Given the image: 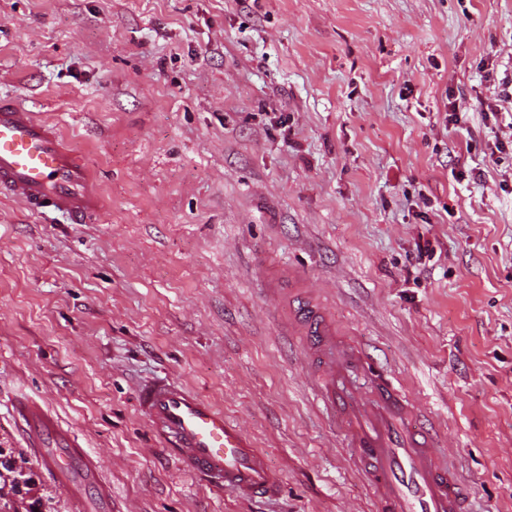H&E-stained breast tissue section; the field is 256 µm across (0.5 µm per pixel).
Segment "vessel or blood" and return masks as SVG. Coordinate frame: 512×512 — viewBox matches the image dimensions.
Instances as JSON below:
<instances>
[{
	"instance_id": "obj_1",
	"label": "vessel or blood",
	"mask_w": 512,
	"mask_h": 512,
	"mask_svg": "<svg viewBox=\"0 0 512 512\" xmlns=\"http://www.w3.org/2000/svg\"><path fill=\"white\" fill-rule=\"evenodd\" d=\"M0 195L19 199L31 213L53 211L75 224L88 223L101 209L84 157L57 126L7 99L0 101ZM290 327L314 366L318 403L355 450L376 512H471L467 484L434 453L433 430L395 378L343 336L315 300L301 302ZM136 401L164 448L212 489L259 498L278 495L281 479L263 450L201 393L162 376L140 385ZM14 407L24 422L27 446L72 495H79L73 468L96 473L100 458L30 398L18 397Z\"/></svg>"
}]
</instances>
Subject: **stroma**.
<instances>
[{
    "label": "stroma",
    "mask_w": 512,
    "mask_h": 512,
    "mask_svg": "<svg viewBox=\"0 0 512 512\" xmlns=\"http://www.w3.org/2000/svg\"><path fill=\"white\" fill-rule=\"evenodd\" d=\"M512 0H0V99L56 124L104 208L0 198V474L94 512L26 447L22 390L112 512H375L288 336L304 289L411 392L474 512H512V154L487 70ZM483 172L473 180L472 169ZM165 372L267 452L255 503L184 474L134 405Z\"/></svg>",
    "instance_id": "stroma-1"
}]
</instances>
